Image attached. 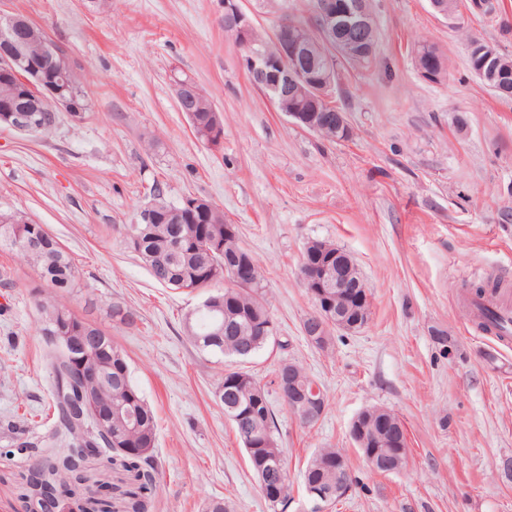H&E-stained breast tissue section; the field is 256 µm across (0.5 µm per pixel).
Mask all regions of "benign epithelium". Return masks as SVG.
<instances>
[{
	"mask_svg": "<svg viewBox=\"0 0 512 512\" xmlns=\"http://www.w3.org/2000/svg\"><path fill=\"white\" fill-rule=\"evenodd\" d=\"M374 16L368 8V0H319L314 10L312 29L315 40L309 42L298 32L292 20L285 18L271 33L272 47L254 40L256 24L251 12L243 7V0H224V27L238 36L240 62L253 85L273 101L288 98L290 108L285 112L293 123L310 132L319 131L316 112L319 106L329 102L336 88L339 67L336 58L326 55L315 59L312 48L326 43L334 35L341 34L336 45L345 42L364 44L374 31ZM23 20L17 16L0 18V75L17 79L16 97L0 105V111L8 113L11 128L27 132L37 128L32 109L25 105L30 93L49 97L52 109L57 112L72 111V103L63 94V87L45 84L43 73L48 57L57 51V45L46 39L45 53L37 58L24 54L20 35ZM174 90L181 110L188 111L187 104L203 94L194 81L174 80ZM368 299L369 290L363 281L349 285L341 271L334 269L332 261L322 265L314 279L316 297L322 302L318 315L303 325V334L314 341L321 336L323 323L338 328L348 326L347 314L333 308L331 297L347 293V288ZM296 396L305 404L303 420L313 422L321 416V395L315 387L297 388Z\"/></svg>",
	"mask_w": 512,
	"mask_h": 512,
	"instance_id": "benign-epithelium-1",
	"label": "benign epithelium"
}]
</instances>
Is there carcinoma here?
<instances>
[{
	"mask_svg": "<svg viewBox=\"0 0 512 512\" xmlns=\"http://www.w3.org/2000/svg\"><path fill=\"white\" fill-rule=\"evenodd\" d=\"M347 63L367 69L375 64L357 59L358 46L341 47ZM444 68L442 56L425 42L418 45L416 62L426 67L432 61ZM74 105L77 118L91 111L94 100L83 82L65 92ZM35 119L45 126H56L59 112L48 110L46 101L38 98ZM194 135L207 143L214 140V127L224 128L222 113L212 111L207 95L199 99L198 110L187 114ZM178 204L169 202L162 186L153 189L152 202L140 210L151 211L155 218L127 227L126 241L159 284L173 289L204 290L228 279L232 287L207 295L211 306L188 314L184 330L198 349L220 357L239 361L251 358L275 337L276 326L266 298L259 260L241 246L237 227L229 224L224 210L214 205L210 212L185 210L173 214ZM0 246L34 268L49 292L36 301L40 313L41 332L48 349L53 383L51 408L54 428L40 440L51 449L47 456L32 454L34 445L18 438L5 449L7 456L22 455L28 460V476L21 487L20 498L52 500L64 492L74 496L76 489L88 481L84 464L107 456L110 464L133 474L136 487L123 492L132 512H143L156 483L154 452L157 444L155 412L131 376L127 356L107 336L102 350L95 353L98 370L112 376L106 384L93 373L79 369V354L64 347V337L79 336L89 322L76 316L65 298L77 286V270L71 256L42 224L18 211L0 212ZM334 253L336 244L311 240L306 244L299 272L310 263L311 253ZM248 262V276L242 283L232 280L236 263ZM136 314L118 302L112 303V321L130 326ZM299 386L310 387L313 380L296 361L284 359L275 372L274 384L280 399L296 418L300 406L288 391V379ZM215 397L223 407L237 438L245 449L250 467L259 479L263 498L272 512H288L291 500L284 449L276 435V414L269 391L253 374L227 369L215 389ZM351 437L364 457L374 456L380 466L377 473L401 470L407 459L404 426L390 410L372 406L357 415ZM339 451L320 448L310 458L303 474L305 487L331 486L339 491L335 501L348 495L354 485L347 460L336 464ZM273 463L281 471L275 484L262 482L264 466ZM82 512H112V496L88 497L80 505Z\"/></svg>",
	"mask_w": 512,
	"mask_h": 512,
	"instance_id": "obj_1",
	"label": "carcinoma"
}]
</instances>
